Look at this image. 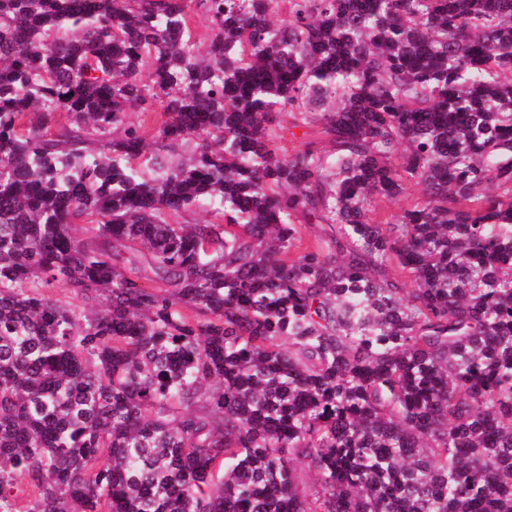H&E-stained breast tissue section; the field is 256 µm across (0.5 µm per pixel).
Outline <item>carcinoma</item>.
Returning <instances> with one entry per match:
<instances>
[{
  "label": "carcinoma",
  "mask_w": 512,
  "mask_h": 512,
  "mask_svg": "<svg viewBox=\"0 0 512 512\" xmlns=\"http://www.w3.org/2000/svg\"><path fill=\"white\" fill-rule=\"evenodd\" d=\"M22 479L27 512H512V0H0V512Z\"/></svg>",
  "instance_id": "carcinoma-1"
}]
</instances>
